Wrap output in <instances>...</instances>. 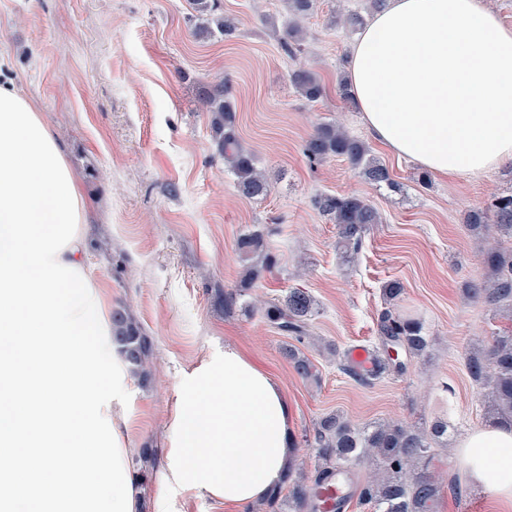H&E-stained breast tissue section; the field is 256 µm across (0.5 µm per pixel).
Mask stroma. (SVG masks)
<instances>
[{
    "label": "stroma",
    "mask_w": 512,
    "mask_h": 512,
    "mask_svg": "<svg viewBox=\"0 0 512 512\" xmlns=\"http://www.w3.org/2000/svg\"><path fill=\"white\" fill-rule=\"evenodd\" d=\"M238 22L230 41L195 36L189 0H0V83L37 106L80 176L90 217L88 271L104 288L109 309H127L152 343L148 381L125 372L122 407L129 421L127 465L141 512H228L222 501L167 482V425L176 378L225 346L251 353L283 385L293 408L297 469L313 472L306 436L337 412L355 425H421L439 416L455 430L440 450L442 493L437 512H490L456 452L469 431L486 426L479 386L464 352L511 326L463 291L482 279L484 236L463 219L474 207L512 194V166L478 179L435 175L418 181L410 160L372 141L355 103L338 82L354 39L327 27L333 9L365 12L368 0H318L306 23L304 51L289 57L265 16L284 24L281 0H221ZM310 68L324 87L310 102L289 81ZM231 87L238 131L272 184L264 200L239 196L233 176L215 157L203 88ZM341 119L367 140L401 192L366 183L347 160L309 165L303 145L321 123ZM321 193L356 194L380 212L352 270L336 248V227L315 210ZM267 231L278 263L256 289L238 291L243 265L238 238ZM400 280V314L420 319L431 338L426 357L404 374L362 386L345 375L327 345L376 348L383 285ZM302 288L317 301L313 342L300 344L320 381L302 380L283 355L295 343L252 313L254 294L278 301ZM238 291L233 307L224 295ZM155 451L141 465L142 449Z\"/></svg>",
    "instance_id": "1"
}]
</instances>
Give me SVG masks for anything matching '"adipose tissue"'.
Wrapping results in <instances>:
<instances>
[{
	"label": "adipose tissue",
	"mask_w": 512,
	"mask_h": 512,
	"mask_svg": "<svg viewBox=\"0 0 512 512\" xmlns=\"http://www.w3.org/2000/svg\"><path fill=\"white\" fill-rule=\"evenodd\" d=\"M346 79L373 139L422 170L477 178L512 161V27L481 0H386ZM81 186L40 111L0 84V512H137L102 287L85 264ZM169 466L234 512L293 456L281 383L233 346L176 380ZM471 481L512 505V428L464 435Z\"/></svg>",
	"instance_id": "adipose-tissue-1"
}]
</instances>
